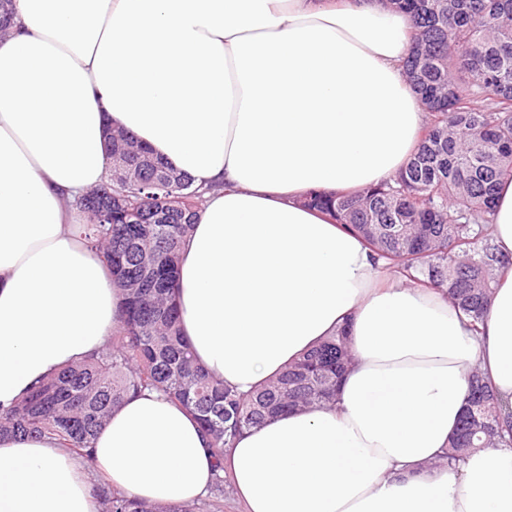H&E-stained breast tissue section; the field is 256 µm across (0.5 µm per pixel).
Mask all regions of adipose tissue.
Returning <instances> with one entry per match:
<instances>
[{
	"instance_id": "obj_1",
	"label": "adipose tissue",
	"mask_w": 512,
	"mask_h": 512,
	"mask_svg": "<svg viewBox=\"0 0 512 512\" xmlns=\"http://www.w3.org/2000/svg\"><path fill=\"white\" fill-rule=\"evenodd\" d=\"M0 39V405L102 349L123 295L74 202L103 184L107 131L207 187L175 288L194 360L248 395L347 325L335 406L268 420L224 451L247 512H512V447L436 467L479 368L512 412V266L472 329L301 202L406 166L426 114L402 68L412 24L381 0H13ZM492 243L512 257V181ZM88 459L0 437V512H100L93 475L193 504L215 474L197 420L129 396Z\"/></svg>"
}]
</instances>
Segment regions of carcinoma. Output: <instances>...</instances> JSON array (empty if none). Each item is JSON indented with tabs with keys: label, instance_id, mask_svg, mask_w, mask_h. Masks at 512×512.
<instances>
[{
	"label": "carcinoma",
	"instance_id": "carcinoma-1",
	"mask_svg": "<svg viewBox=\"0 0 512 512\" xmlns=\"http://www.w3.org/2000/svg\"><path fill=\"white\" fill-rule=\"evenodd\" d=\"M408 15L413 40L405 72L430 125L391 180L354 194L309 193L303 203L360 235L387 268L423 281L470 320L484 323L501 259L489 245L497 187L512 178V0H382ZM110 152L109 181L74 201L90 215L81 234L101 250L124 294L120 327L99 353L61 369L8 408L0 436L36 435L81 453L125 398L163 392L199 421L215 454L212 494L224 490V448L240 432L310 404L331 405L353 362L344 332L329 336L249 395L206 373L180 334L174 302L178 247L211 188L194 185L129 135ZM130 201L101 224L95 204ZM160 197L179 207L156 211ZM471 397L442 464L457 468L481 448L512 443V415L470 372ZM101 512H216L217 501L146 503L93 485Z\"/></svg>",
	"mask_w": 512,
	"mask_h": 512
}]
</instances>
